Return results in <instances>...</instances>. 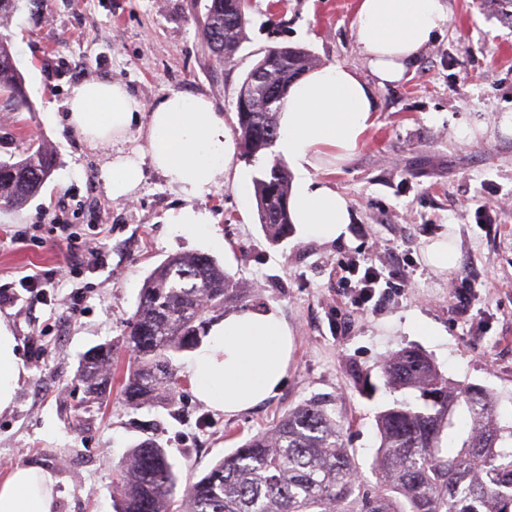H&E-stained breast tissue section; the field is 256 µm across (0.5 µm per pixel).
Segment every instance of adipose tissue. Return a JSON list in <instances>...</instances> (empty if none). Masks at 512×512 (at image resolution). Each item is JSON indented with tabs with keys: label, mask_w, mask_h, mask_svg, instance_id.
Wrapping results in <instances>:
<instances>
[{
	"label": "adipose tissue",
	"mask_w": 512,
	"mask_h": 512,
	"mask_svg": "<svg viewBox=\"0 0 512 512\" xmlns=\"http://www.w3.org/2000/svg\"><path fill=\"white\" fill-rule=\"evenodd\" d=\"M449 21L447 0H359L355 41L370 78L333 64L290 87L277 149L294 170L289 208L301 237L326 243L346 237L348 199L314 174L358 154L377 110L375 87L400 83ZM66 106L75 132L91 145L111 148L100 167L111 198L131 197L143 166H151L183 200L169 223L188 234L207 231L212 215L196 201L218 172L231 169L235 156L224 114L209 99L172 91L146 104L122 83L88 80L72 87ZM140 122L146 142L129 147L128 134ZM16 346L9 323L0 319V412L12 406L25 372ZM291 351V329L276 309L226 311L193 362L194 393L227 414L250 410L278 393ZM55 499L54 479L45 469L16 466L0 479V512H55Z\"/></svg>",
	"instance_id": "ef3b65f1"
}]
</instances>
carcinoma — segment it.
<instances>
[{
	"label": "carcinoma",
	"mask_w": 512,
	"mask_h": 512,
	"mask_svg": "<svg viewBox=\"0 0 512 512\" xmlns=\"http://www.w3.org/2000/svg\"><path fill=\"white\" fill-rule=\"evenodd\" d=\"M251 0H208L192 10L201 48L227 66L246 38ZM316 67L299 47L271 48L246 74L241 87L256 96L251 112L237 113L243 155L252 159L279 137L284 101L262 108L264 82L286 96L288 86ZM0 92L15 107L25 104L23 78L0 39ZM54 157L43 147L19 159L0 161V207L20 208L50 176ZM259 223L268 239L288 237L290 176L275 162L253 181ZM249 291L205 253L169 257L155 267L140 290L126 336L132 361L122 393L132 409L172 399L177 356L202 343L212 315L241 302ZM395 390L417 392L415 401H396L378 413L381 445L373 462L377 482L358 479L352 449L343 443V424L318 400L288 409L261 431L220 458L195 482L179 487L166 449L153 437L136 444L120 462L122 489L115 512H512V424L501 423L495 398L481 388L452 386L422 355L404 351L384 368ZM78 376L94 398L114 380L112 347L98 346ZM472 427L459 450L444 451L459 408Z\"/></svg>",
	"instance_id": "cac0c4a2"
}]
</instances>
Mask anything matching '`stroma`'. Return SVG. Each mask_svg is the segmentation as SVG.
Listing matches in <instances>:
<instances>
[{"instance_id":"stroma-1","label":"stroma","mask_w":512,"mask_h":512,"mask_svg":"<svg viewBox=\"0 0 512 512\" xmlns=\"http://www.w3.org/2000/svg\"><path fill=\"white\" fill-rule=\"evenodd\" d=\"M359 0H253L247 38L232 65L205 56L189 0H22L0 26L24 79L27 108L0 96V159L29 143L56 164L24 207L0 210V317L14 330L26 370L11 409L0 413V473L13 466L51 472L56 512H115L118 464L154 436L180 483L200 479L216 460L289 408L317 399L343 423L362 481L380 438L378 412L400 394L383 378L401 350L426 356L452 383L493 393L512 421V0H449L447 29L421 50L406 79L377 89L365 144L349 163L319 172L351 203L348 235L332 243L296 233L272 243L256 205L242 207L234 177L253 180L279 153L237 157V174H217L198 200L214 218L210 233L188 235L170 224L182 199L152 168L134 197L112 199L99 177L108 154L87 145L66 122L71 86L96 78L124 84L144 103L170 91L202 94L237 126L245 75L275 46L307 49L318 66L343 64L367 74L354 34ZM474 127L459 139L460 125ZM451 235L458 260L443 273L422 250ZM201 252L249 288L250 307L272 306L295 339L284 384L250 411L225 415L193 392V352L178 360L172 403L134 410L120 392L131 355L126 322L149 273L167 257ZM369 259L408 284L376 311L358 308L343 280L350 260ZM41 285L27 288L25 276ZM474 286L467 311L456 292ZM422 322L432 335L418 333ZM111 345L117 379L91 400L77 379L85 357Z\"/></svg>"}]
</instances>
